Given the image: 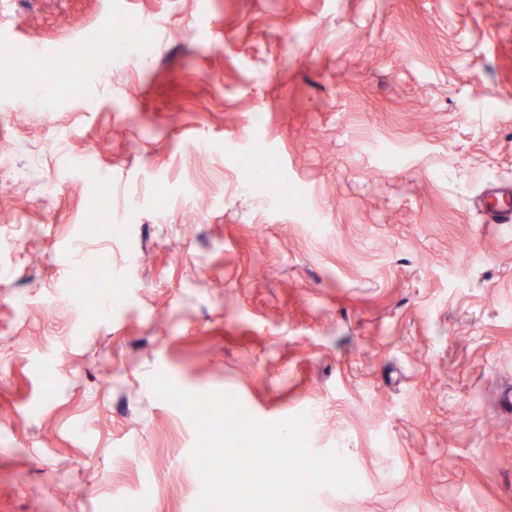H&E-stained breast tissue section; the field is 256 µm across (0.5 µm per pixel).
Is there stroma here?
<instances>
[{"label": "stroma", "instance_id": "35a3bbf8", "mask_svg": "<svg viewBox=\"0 0 512 512\" xmlns=\"http://www.w3.org/2000/svg\"><path fill=\"white\" fill-rule=\"evenodd\" d=\"M1 40L0 512H192L159 373L308 412L360 482L319 512H512V227L473 206L512 185V0H0ZM47 63L78 95L19 105ZM258 142L294 206L240 185Z\"/></svg>", "mask_w": 512, "mask_h": 512}]
</instances>
